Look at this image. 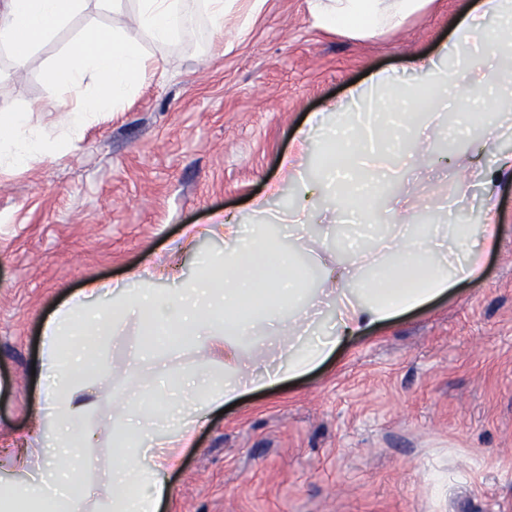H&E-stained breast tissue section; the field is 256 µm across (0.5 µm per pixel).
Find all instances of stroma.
Segmentation results:
<instances>
[{
  "label": "stroma",
  "instance_id": "1",
  "mask_svg": "<svg viewBox=\"0 0 512 512\" xmlns=\"http://www.w3.org/2000/svg\"><path fill=\"white\" fill-rule=\"evenodd\" d=\"M473 0H432L400 30L354 38L314 28L305 0H237L215 33L197 15L185 40L143 49L147 79L89 119L53 160L0 170V448L38 407L33 377L47 316L92 282L172 291L197 259L224 253L194 228L260 218L251 198L294 205L281 170L316 112L343 111L352 80L377 69L413 80ZM129 28L97 0L31 55L22 78L0 58V102L43 100V68L88 23ZM446 212L441 162L415 180ZM496 247L475 280L349 342L317 370L205 414L178 449L160 512H512V180L498 188Z\"/></svg>",
  "mask_w": 512,
  "mask_h": 512
}]
</instances>
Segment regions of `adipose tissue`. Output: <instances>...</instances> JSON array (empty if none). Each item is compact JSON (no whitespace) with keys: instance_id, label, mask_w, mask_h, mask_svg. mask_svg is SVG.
Instances as JSON below:
<instances>
[{"instance_id":"1","label":"adipose tissue","mask_w":512,"mask_h":512,"mask_svg":"<svg viewBox=\"0 0 512 512\" xmlns=\"http://www.w3.org/2000/svg\"><path fill=\"white\" fill-rule=\"evenodd\" d=\"M134 2L133 24L160 49L188 34L196 8L220 23L234 4ZM429 2L306 0L313 26L351 37L384 34ZM84 8V0H0V48L9 53L15 74H22L40 43ZM440 53L453 57L456 67L419 64V82L402 86L407 101L452 90L456 106L465 108L488 88L512 99V0H479ZM149 66L124 29H88L42 72L61 114L56 139L29 124L30 113L42 111L40 102L1 105L0 163L24 167L55 155L77 139L89 117L125 102ZM435 116L428 107L419 118L403 114L401 144L383 148L359 133L357 123L333 128L347 161L323 168L311 201L329 216V224L319 234L308 233L303 206L272 217L300 232V249L271 242L261 224L246 238L238 225L211 224L207 233L224 238V262L216 267L204 261L202 278L173 292L126 294L117 305L111 286L97 285L55 310L44 325L39 414L20 463L25 477L0 483V512H157L168 489L172 451L188 441L204 412L307 375L350 341L472 280L497 243L491 217L500 180L512 178V154H495L483 164L456 160L459 197L476 184L483 190L484 224L414 223V203L386 190L408 168L431 165L426 144L442 131ZM331 239L336 242L331 263L299 260L301 250L319 257ZM131 313L141 338L119 367L136 401L116 408L112 442L104 450L112 461L110 478L89 495L69 479L70 451L89 447L87 423L103 403L79 336L86 329L91 338L110 340ZM217 348L224 351L220 369L210 360ZM189 353L196 355L195 364H183ZM148 364L171 371L165 402L140 392V373Z\"/></svg>"}]
</instances>
